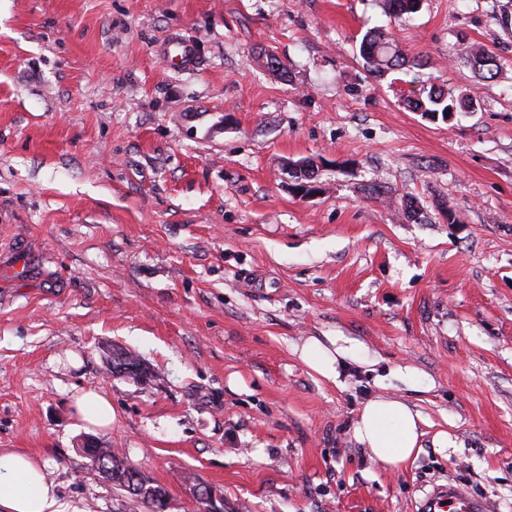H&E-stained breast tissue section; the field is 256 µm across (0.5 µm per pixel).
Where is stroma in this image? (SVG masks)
<instances>
[{
  "label": "stroma",
  "mask_w": 512,
  "mask_h": 512,
  "mask_svg": "<svg viewBox=\"0 0 512 512\" xmlns=\"http://www.w3.org/2000/svg\"><path fill=\"white\" fill-rule=\"evenodd\" d=\"M376 26L409 68L366 71ZM433 85L472 112L406 108ZM339 336L359 358L323 378L300 348ZM115 347L158 381L112 375ZM90 389L167 512L200 483L224 512H417L447 480L512 512V0H0V449L44 462L58 512H149L78 449ZM383 395L425 419L395 470L354 437ZM157 52L181 68H190L196 63L194 45L183 37H170L158 47ZM467 62L478 71L483 79H494L500 71L496 58L481 48H470L467 53ZM288 178V189L301 197H312L322 190L317 180L319 165L314 159L302 160L299 163L287 164L284 169ZM75 409L79 418L86 424L107 428L112 425V404L96 391H82L75 396Z\"/></svg>",
  "instance_id": "1"
}]
</instances>
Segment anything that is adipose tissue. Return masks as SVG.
Listing matches in <instances>:
<instances>
[{"label": "adipose tissue", "instance_id": "ef3b65f1", "mask_svg": "<svg viewBox=\"0 0 512 512\" xmlns=\"http://www.w3.org/2000/svg\"><path fill=\"white\" fill-rule=\"evenodd\" d=\"M301 357L318 374L332 379L340 360L357 359L358 353L346 339H336L329 349L313 338ZM423 422L420 412L404 401L378 396L363 405L354 437L392 470L418 453ZM56 504L55 485L47 479L43 462L27 453L0 451V512H56Z\"/></svg>", "mask_w": 512, "mask_h": 512}]
</instances>
